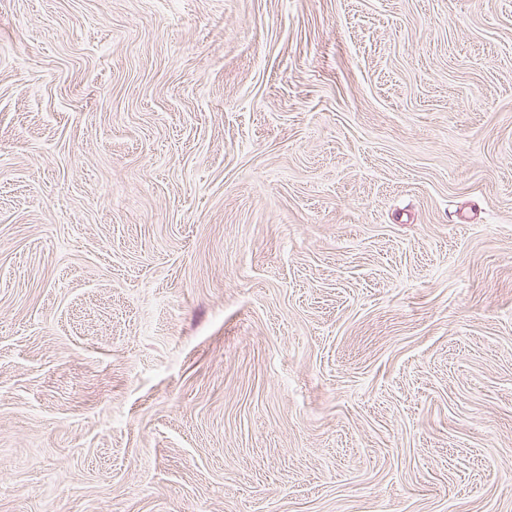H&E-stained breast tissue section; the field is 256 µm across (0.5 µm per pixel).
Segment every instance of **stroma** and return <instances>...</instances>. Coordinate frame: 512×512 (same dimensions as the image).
<instances>
[{"instance_id": "1", "label": "stroma", "mask_w": 512, "mask_h": 512, "mask_svg": "<svg viewBox=\"0 0 512 512\" xmlns=\"http://www.w3.org/2000/svg\"><path fill=\"white\" fill-rule=\"evenodd\" d=\"M0 512H512V0H0Z\"/></svg>"}]
</instances>
